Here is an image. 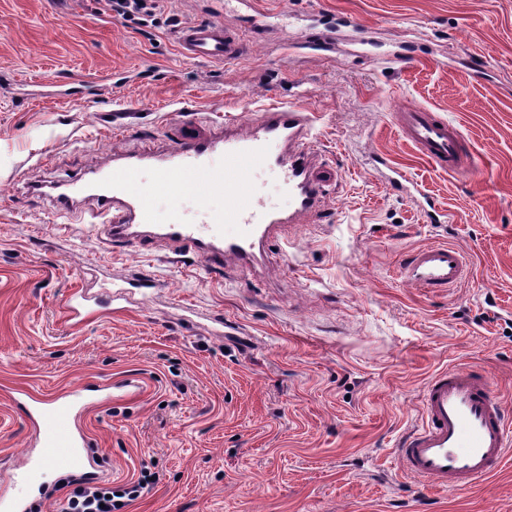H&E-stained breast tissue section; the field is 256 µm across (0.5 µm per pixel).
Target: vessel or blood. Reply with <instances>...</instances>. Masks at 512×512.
I'll return each mask as SVG.
<instances>
[{"mask_svg": "<svg viewBox=\"0 0 512 512\" xmlns=\"http://www.w3.org/2000/svg\"><path fill=\"white\" fill-rule=\"evenodd\" d=\"M175 39L184 57L202 62L230 63L248 50L237 27L212 19L177 28ZM394 122L437 170L450 173L467 167L459 153L461 130L436 112L409 105L395 112ZM257 168L276 175L278 189L288 198L287 209L265 204L252 180ZM377 170L398 190L415 187L386 160H378ZM146 171L153 181L143 179ZM171 185L193 192L197 221H188L178 205L157 214L155 198ZM324 192L307 110L272 106L258 110L247 125L228 119L219 132L179 137L155 153L126 155L92 167L83 178L52 186L45 197L62 214L77 199H92L96 208L91 222L111 241L155 239L181 252H195L208 265L218 259L250 265L258 262L277 229L317 212ZM219 194L223 209L208 207V199ZM399 273L412 287L438 294L463 283L470 265L460 250L437 243L407 255ZM95 304L87 293L73 294L67 305L69 320L82 322L93 315ZM11 398L28 410L36 450L11 475L13 491L0 495V512H29V495L48 465L64 466L87 480L101 476L81 425L82 416L100 402V387L86 384L47 399L17 390ZM420 401L423 422L401 438L396 450L404 473L454 496L488 479L512 454V415L500 398L496 377L481 360L435 373L425 382Z\"/></svg>", "mask_w": 512, "mask_h": 512, "instance_id": "b4317fda", "label": "vessel or blood"}]
</instances>
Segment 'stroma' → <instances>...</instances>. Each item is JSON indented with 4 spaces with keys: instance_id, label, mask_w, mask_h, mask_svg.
Returning a JSON list of instances; mask_svg holds the SVG:
<instances>
[{
    "instance_id": "35a3bbf8",
    "label": "stroma",
    "mask_w": 512,
    "mask_h": 512,
    "mask_svg": "<svg viewBox=\"0 0 512 512\" xmlns=\"http://www.w3.org/2000/svg\"><path fill=\"white\" fill-rule=\"evenodd\" d=\"M255 2L260 38L244 0H165L145 32L101 0H0V494L30 450L11 392L94 383L110 395L81 424L106 484L156 462L124 512H512V457L451 497L395 456L440 370L482 359L512 407V0ZM203 18L236 26L247 54L182 56L176 26ZM340 18L334 58L299 48ZM399 45L413 64L386 60ZM289 103L310 112L333 177L319 213L255 266L206 275L161 242L106 245L85 228L93 202L60 215L35 193ZM410 104L458 125L477 168L422 159L393 120ZM377 157L452 222L430 223ZM438 242L471 277L430 295L399 264ZM116 285L131 291L124 307L67 321L73 293ZM377 171L391 186L398 190L411 193V189H413L417 193L421 194L416 183L409 179L401 169L390 165L384 158L377 161Z\"/></svg>"
}]
</instances>
